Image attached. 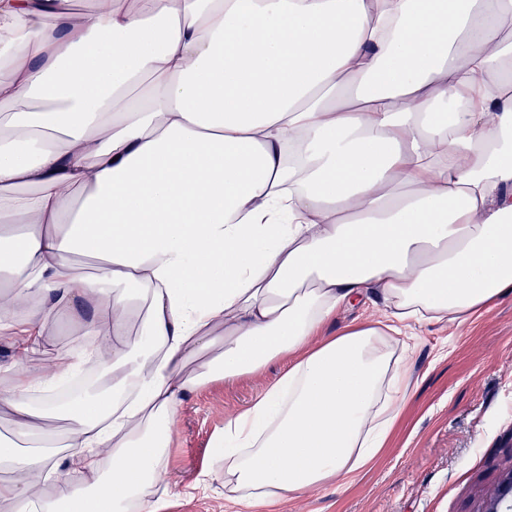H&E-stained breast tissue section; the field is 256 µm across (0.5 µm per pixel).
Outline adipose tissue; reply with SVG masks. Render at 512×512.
<instances>
[{
  "mask_svg": "<svg viewBox=\"0 0 512 512\" xmlns=\"http://www.w3.org/2000/svg\"><path fill=\"white\" fill-rule=\"evenodd\" d=\"M0 68L8 512L46 485L70 512H161L189 493L168 477L181 393L275 361L214 437L225 491L347 484L403 413L422 328L512 297V0H0ZM369 288L381 318L323 335ZM62 312L94 345L33 371Z\"/></svg>",
  "mask_w": 512,
  "mask_h": 512,
  "instance_id": "adipose-tissue-1",
  "label": "adipose tissue"
}]
</instances>
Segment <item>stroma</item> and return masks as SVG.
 Wrapping results in <instances>:
<instances>
[{"label":"stroma","instance_id":"1","mask_svg":"<svg viewBox=\"0 0 512 512\" xmlns=\"http://www.w3.org/2000/svg\"><path fill=\"white\" fill-rule=\"evenodd\" d=\"M376 289L339 309L325 328L336 336L379 318ZM284 363L261 378L213 383L186 392L169 456V474L193 484L215 463L213 436L225 417L247 408L275 383ZM412 393L384 453L344 487L254 508L224 497V473L163 512H475L512 468V298L460 327L429 326L413 361Z\"/></svg>","mask_w":512,"mask_h":512}]
</instances>
